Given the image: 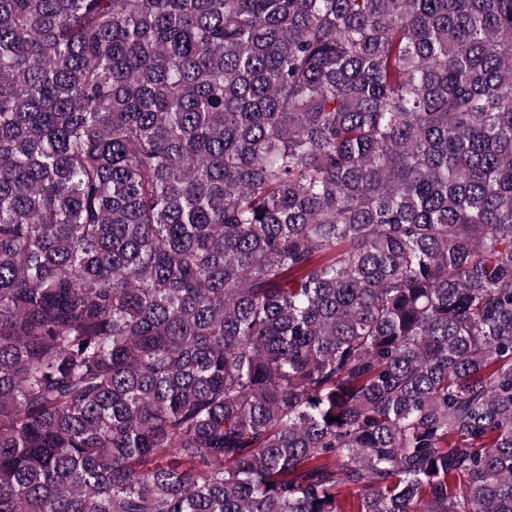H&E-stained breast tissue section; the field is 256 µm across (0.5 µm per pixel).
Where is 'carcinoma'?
Returning a JSON list of instances; mask_svg holds the SVG:
<instances>
[{
  "label": "carcinoma",
  "mask_w": 512,
  "mask_h": 512,
  "mask_svg": "<svg viewBox=\"0 0 512 512\" xmlns=\"http://www.w3.org/2000/svg\"><path fill=\"white\" fill-rule=\"evenodd\" d=\"M0 512H512V0H0Z\"/></svg>",
  "instance_id": "1"
}]
</instances>
